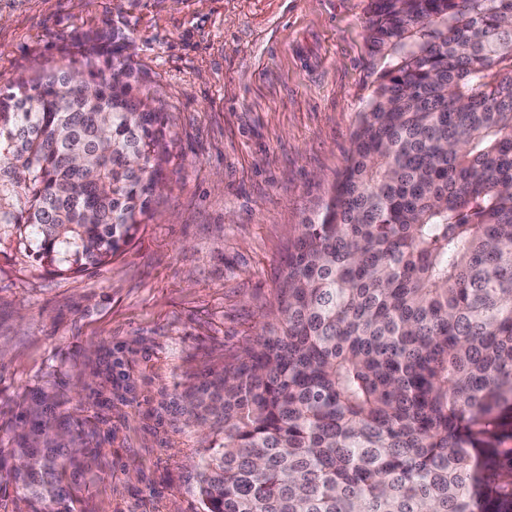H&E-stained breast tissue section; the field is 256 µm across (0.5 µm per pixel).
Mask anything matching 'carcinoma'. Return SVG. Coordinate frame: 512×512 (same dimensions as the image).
Returning a JSON list of instances; mask_svg holds the SVG:
<instances>
[{
	"label": "carcinoma",
	"instance_id": "carcinoma-1",
	"mask_svg": "<svg viewBox=\"0 0 512 512\" xmlns=\"http://www.w3.org/2000/svg\"><path fill=\"white\" fill-rule=\"evenodd\" d=\"M391 59L273 322L182 394L219 436L199 512H512V0H373ZM0 87V230L94 272L145 222L171 152L120 37ZM122 359L83 383L96 406ZM0 445V507L84 512L95 434L36 391Z\"/></svg>",
	"mask_w": 512,
	"mask_h": 512
}]
</instances>
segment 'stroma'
Listing matches in <instances>:
<instances>
[{"label": "stroma", "mask_w": 512, "mask_h": 512, "mask_svg": "<svg viewBox=\"0 0 512 512\" xmlns=\"http://www.w3.org/2000/svg\"><path fill=\"white\" fill-rule=\"evenodd\" d=\"M371 0H0V86L121 30L161 107L173 161L132 243L100 270L58 276L0 239V441L29 392L107 421L89 512H197L206 430L175 385L222 371L260 334L288 243L324 209L382 61ZM119 352L112 404L80 375Z\"/></svg>", "instance_id": "1"}]
</instances>
